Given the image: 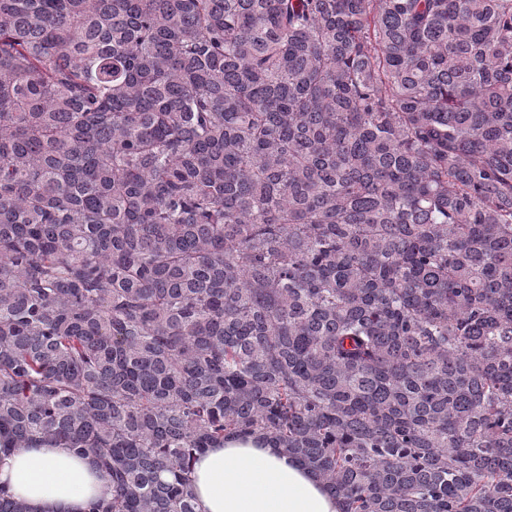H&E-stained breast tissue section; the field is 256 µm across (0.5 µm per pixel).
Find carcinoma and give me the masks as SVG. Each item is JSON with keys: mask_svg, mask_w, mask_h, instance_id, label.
Wrapping results in <instances>:
<instances>
[{"mask_svg": "<svg viewBox=\"0 0 512 512\" xmlns=\"http://www.w3.org/2000/svg\"><path fill=\"white\" fill-rule=\"evenodd\" d=\"M244 437L512 512V0H0V447L196 512Z\"/></svg>", "mask_w": 512, "mask_h": 512, "instance_id": "carcinoma-1", "label": "carcinoma"}]
</instances>
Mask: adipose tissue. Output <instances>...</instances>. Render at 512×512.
Masks as SVG:
<instances>
[{"mask_svg":"<svg viewBox=\"0 0 512 512\" xmlns=\"http://www.w3.org/2000/svg\"><path fill=\"white\" fill-rule=\"evenodd\" d=\"M197 512H340L336 498L296 458L254 439L198 455L191 474ZM0 491L29 512H88L112 486L67 448H0Z\"/></svg>","mask_w":512,"mask_h":512,"instance_id":"ef3b65f1","label":"adipose tissue"}]
</instances>
